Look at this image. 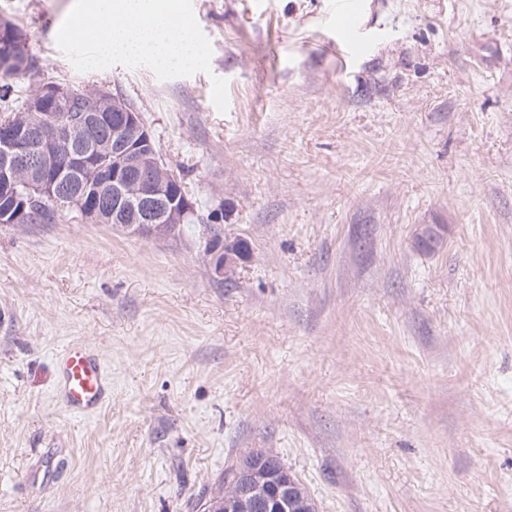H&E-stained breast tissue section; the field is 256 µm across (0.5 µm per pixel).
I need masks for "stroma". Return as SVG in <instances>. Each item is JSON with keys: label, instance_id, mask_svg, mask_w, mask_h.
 <instances>
[{"label": "stroma", "instance_id": "35a3bbf8", "mask_svg": "<svg viewBox=\"0 0 512 512\" xmlns=\"http://www.w3.org/2000/svg\"><path fill=\"white\" fill-rule=\"evenodd\" d=\"M192 0L210 72H80L74 0H0L39 72L130 102L204 225L0 224V512H201L265 448L317 512H512V0ZM228 82V109L211 99ZM422 224L443 245L412 246ZM112 380L69 411L57 359ZM246 244L247 241L244 239L237 238L232 240L221 236L218 246L214 249L212 238L208 239L206 249L212 277L224 278V282L231 281L236 271L235 269L228 270V268H237L238 265L247 259L249 251H247ZM218 255H220V258L217 259ZM225 274L226 276L224 277Z\"/></svg>", "mask_w": 512, "mask_h": 512}]
</instances>
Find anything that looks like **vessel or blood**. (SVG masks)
<instances>
[{"label":"vessel or blood","mask_w":512,"mask_h":512,"mask_svg":"<svg viewBox=\"0 0 512 512\" xmlns=\"http://www.w3.org/2000/svg\"><path fill=\"white\" fill-rule=\"evenodd\" d=\"M61 393L66 407L77 414L96 410L107 395L104 364L87 347L72 346L58 359Z\"/></svg>","instance_id":"vessel-or-blood-1"}]
</instances>
